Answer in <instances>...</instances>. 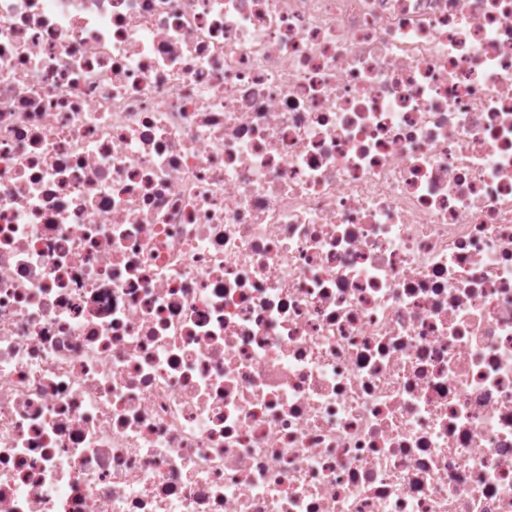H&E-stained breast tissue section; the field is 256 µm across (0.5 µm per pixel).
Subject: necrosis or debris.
<instances>
[{"label":"necrosis or debris","instance_id":"obj_1","mask_svg":"<svg viewBox=\"0 0 512 512\" xmlns=\"http://www.w3.org/2000/svg\"><path fill=\"white\" fill-rule=\"evenodd\" d=\"M0 512H512V0H0Z\"/></svg>","mask_w":512,"mask_h":512}]
</instances>
